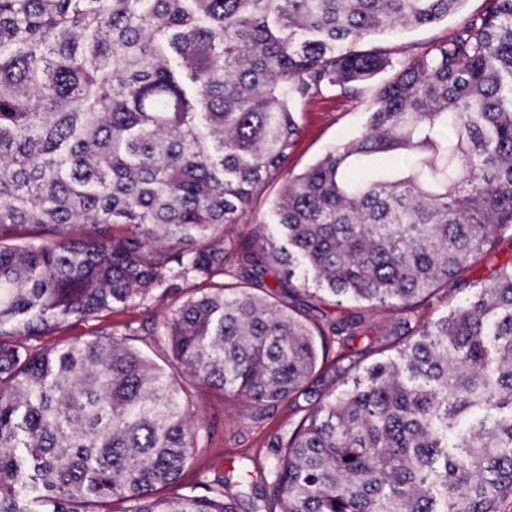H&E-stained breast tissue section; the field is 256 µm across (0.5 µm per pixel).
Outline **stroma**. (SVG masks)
I'll return each instance as SVG.
<instances>
[{
  "instance_id": "35a3bbf8",
  "label": "stroma",
  "mask_w": 512,
  "mask_h": 512,
  "mask_svg": "<svg viewBox=\"0 0 512 512\" xmlns=\"http://www.w3.org/2000/svg\"><path fill=\"white\" fill-rule=\"evenodd\" d=\"M370 108L371 100L367 97L349 100L325 96L302 104L297 112L301 135L286 165L257 190L241 223L225 226V247L230 249L237 243L254 240L259 224L268 220L273 204L288 181L322 158L331 146L352 138L362 127ZM183 301V296L156 289L146 298L134 299L101 317L66 327L57 335L32 339L29 345L36 350L58 348L76 340L90 339L103 331L126 340L159 364L166 365L170 357L166 346L159 341L163 319ZM298 305L311 323L319 321L324 314L338 319L356 309L355 302H341L313 288L301 292ZM190 392L199 411L198 446L184 467L178 485L164 488V495L190 492L199 482L224 475L232 462L243 458L248 459L253 473L263 474L265 487H273L275 473L270 445L295 428L302 410L288 400L263 411L246 408L203 384L192 385Z\"/></svg>"
}]
</instances>
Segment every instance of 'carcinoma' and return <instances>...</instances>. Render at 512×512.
<instances>
[{"mask_svg":"<svg viewBox=\"0 0 512 512\" xmlns=\"http://www.w3.org/2000/svg\"><path fill=\"white\" fill-rule=\"evenodd\" d=\"M463 2L0 0V512H512V260L409 318L512 231V0ZM450 15L449 38L362 48ZM338 92L371 94L364 125L226 271L224 225L287 160L298 106ZM296 260L358 310L311 326L273 302L298 298ZM190 282L163 323L190 381L249 408L348 384L272 443L270 495L240 460L153 496L197 447L178 374L110 334L28 345ZM318 336L340 345L322 372Z\"/></svg>","mask_w":512,"mask_h":512,"instance_id":"cac0c4a2","label":"carcinoma"}]
</instances>
